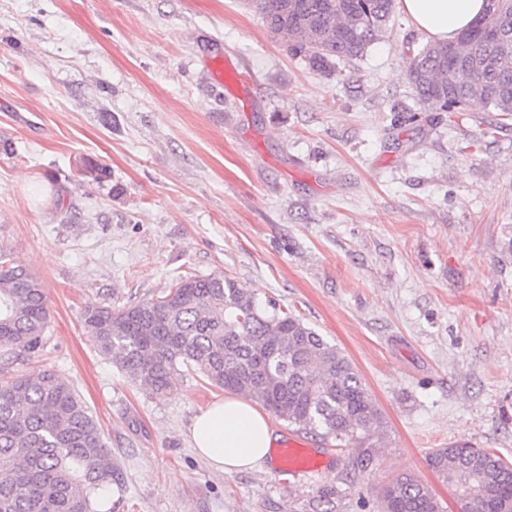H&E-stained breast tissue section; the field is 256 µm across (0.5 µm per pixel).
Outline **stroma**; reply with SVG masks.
<instances>
[{
    "instance_id": "obj_1",
    "label": "stroma",
    "mask_w": 512,
    "mask_h": 512,
    "mask_svg": "<svg viewBox=\"0 0 512 512\" xmlns=\"http://www.w3.org/2000/svg\"><path fill=\"white\" fill-rule=\"evenodd\" d=\"M425 41L401 12L332 75L243 0H0V250L43 283L42 350L97 421L112 512H381L408 473L471 443L512 463V115L423 109ZM27 115L17 123L15 112ZM221 274L293 312L354 364L385 433L309 482L220 473L192 448L224 398L192 369L152 394L102 356L86 307H128Z\"/></svg>"
}]
</instances>
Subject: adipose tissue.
Segmentation results:
<instances>
[{
    "mask_svg": "<svg viewBox=\"0 0 512 512\" xmlns=\"http://www.w3.org/2000/svg\"><path fill=\"white\" fill-rule=\"evenodd\" d=\"M418 31L448 41L485 13L486 0H398ZM194 448L224 473L263 468L276 438L269 420L254 404L228 397L207 407L192 422Z\"/></svg>",
    "mask_w": 512,
    "mask_h": 512,
    "instance_id": "obj_1",
    "label": "adipose tissue"
}]
</instances>
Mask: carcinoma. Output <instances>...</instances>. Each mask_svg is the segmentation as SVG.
Segmentation results:
<instances>
[{
    "mask_svg": "<svg viewBox=\"0 0 512 512\" xmlns=\"http://www.w3.org/2000/svg\"><path fill=\"white\" fill-rule=\"evenodd\" d=\"M497 25L490 47L474 25L448 43L412 54L408 79L423 108L478 105L512 113V0H487ZM288 51L332 73L363 55L393 13L394 0H246ZM100 354L141 389L168 390L178 367L262 405L299 430L360 449L367 460L384 415L350 360L295 314L268 310L222 275L180 279L158 298L82 314ZM48 308L41 280L0 252V354L43 347ZM429 469L448 482L465 512H512V465L470 445L431 452ZM117 468L77 390L50 370L0 381V512H112L105 492ZM384 512H443L412 475L383 491Z\"/></svg>",
    "mask_w": 512,
    "mask_h": 512,
    "instance_id": "carcinoma-1",
    "label": "carcinoma"
}]
</instances>
